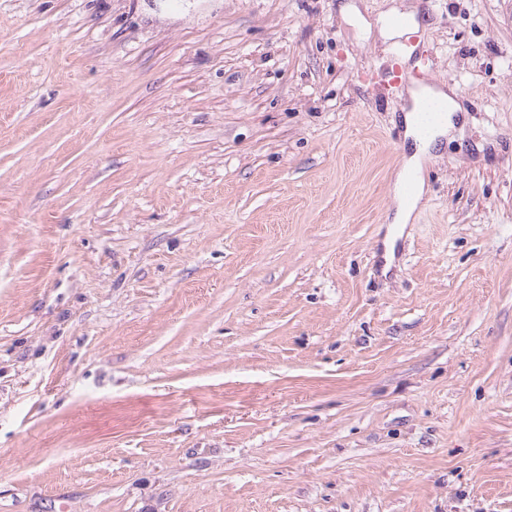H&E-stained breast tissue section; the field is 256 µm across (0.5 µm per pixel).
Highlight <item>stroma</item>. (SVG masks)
I'll list each match as a JSON object with an SVG mask.
<instances>
[{
	"label": "stroma",
	"instance_id": "35a3bbf8",
	"mask_svg": "<svg viewBox=\"0 0 512 512\" xmlns=\"http://www.w3.org/2000/svg\"><path fill=\"white\" fill-rule=\"evenodd\" d=\"M0 512H512V0H0ZM399 15V11L397 8L392 7L387 12L381 14L377 20L376 25L381 36L386 40H391L395 38L402 37L405 33L409 32L412 28L418 26L417 19L415 15L410 14H400L407 17V23L402 27H397L393 24V16ZM410 99V108L403 115L404 139L409 141L408 152L403 159L401 168L397 174V182L405 179L411 180L417 176L414 194L411 198L401 201L393 217L391 224L393 230L384 240V258L386 263L391 260L394 251V242L396 237L402 233V225L408 224L412 213L421 204L424 199V179L422 173L423 159L436 147L439 140H442L462 127L456 112L459 109L453 97V90L445 87H434L419 85L408 89ZM431 103L439 112H444L440 122L433 128L430 135L423 139L417 131V112H421V106L424 103Z\"/></svg>",
	"mask_w": 512,
	"mask_h": 512
}]
</instances>
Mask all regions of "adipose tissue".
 <instances>
[{"label": "adipose tissue", "instance_id": "1", "mask_svg": "<svg viewBox=\"0 0 512 512\" xmlns=\"http://www.w3.org/2000/svg\"><path fill=\"white\" fill-rule=\"evenodd\" d=\"M410 107L403 116L404 138L409 153L403 159L397 174L398 180L410 179L422 173L423 159L436 147L439 140L452 135L462 127L456 115L458 105L452 91L442 87L419 85L408 90ZM431 103L441 111L442 117L428 137H420L417 131V114L424 103Z\"/></svg>", "mask_w": 512, "mask_h": 512}]
</instances>
